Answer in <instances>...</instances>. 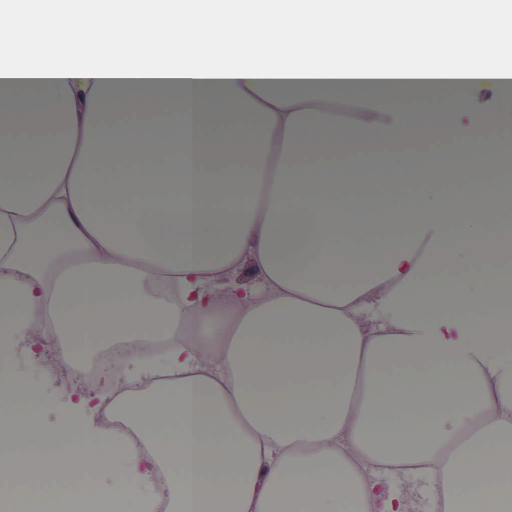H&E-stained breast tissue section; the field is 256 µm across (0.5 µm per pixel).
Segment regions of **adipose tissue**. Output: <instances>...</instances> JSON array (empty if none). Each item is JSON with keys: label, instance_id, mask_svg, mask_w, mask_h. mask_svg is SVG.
Instances as JSON below:
<instances>
[{"label": "adipose tissue", "instance_id": "1", "mask_svg": "<svg viewBox=\"0 0 512 512\" xmlns=\"http://www.w3.org/2000/svg\"><path fill=\"white\" fill-rule=\"evenodd\" d=\"M163 0H90L63 18L52 48L39 10H0V343L48 321L66 337L62 363L93 358L117 340L134 382L169 384L115 398L127 425L111 439L57 427L69 448H15L0 466L18 481L11 512H60L27 488L38 469L88 464L101 498L146 512L154 473L167 469L168 512H340L357 497L369 512H412L369 470L382 456L433 466L434 493L456 512H505L512 480L459 488L489 469L512 439V347L493 250L506 197L476 182L469 153L437 159L426 147L487 129L492 159L512 154V99L476 127L466 98L455 112H412L395 88L462 84L501 91L512 67L497 57L512 25L486 14L494 36L438 26L435 0H368L349 10L372 31L373 54L336 51L328 11H295L261 48L254 0L203 10L179 0L181 26L135 51ZM418 16L430 37L412 48L397 30ZM422 156L412 166L328 163L332 154ZM464 176L465 194L439 192ZM420 193L362 205L386 184ZM435 187L432 195L424 187ZM465 276L434 286L449 259ZM256 269L255 289L239 273ZM175 284V303L153 284ZM195 339L151 361L137 339L184 322ZM219 344L208 364L199 340ZM120 469L122 482L100 481Z\"/></svg>", "mask_w": 512, "mask_h": 512}]
</instances>
